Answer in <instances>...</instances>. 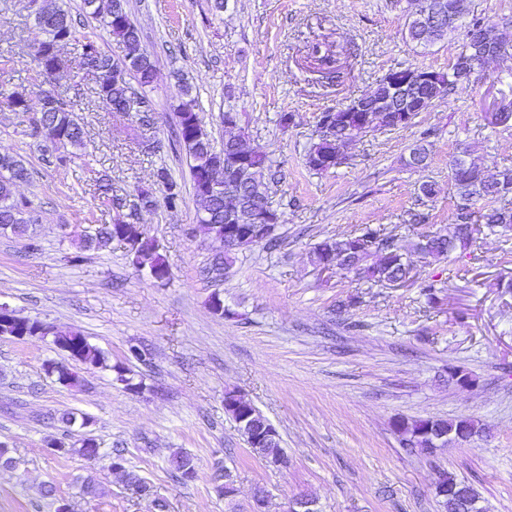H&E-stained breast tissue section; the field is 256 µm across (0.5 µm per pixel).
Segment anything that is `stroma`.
Listing matches in <instances>:
<instances>
[{
    "label": "stroma",
    "instance_id": "1",
    "mask_svg": "<svg viewBox=\"0 0 512 512\" xmlns=\"http://www.w3.org/2000/svg\"><path fill=\"white\" fill-rule=\"evenodd\" d=\"M127 3L156 67L153 85L140 90L154 123L142 127L136 113L99 103L94 77L68 47L57 90L88 137L56 169L42 165L44 142L33 133L42 104L29 50L40 36L35 14L26 0H0V151L29 169L15 193L38 218L28 237L0 232V304L78 328L111 363L69 388L45 371L67 359L51 337H0V442L18 462L0 468V512H57L62 499L73 512H156L158 500L167 512H246L260 489L270 512H287L302 494L319 512H441L434 483L442 470L474 488L483 512H512V232L481 230L476 244L440 262L411 255L410 277L398 285L311 261L319 242L365 224L406 242L446 231L458 204L454 158L477 159L490 179L512 167V126L484 118L512 105V54L490 60L408 126L356 139L340 165L320 173L305 155L322 113L371 94L389 71L447 70L464 29L416 46L405 0H224L219 11L214 0ZM315 43L332 45L333 72L309 57ZM188 90L216 148L224 146L223 113H238L248 144L266 153L277 178L270 197L281 216L279 248L238 251L218 282L202 275L215 247L198 228L185 154L169 143ZM11 96L24 97L28 111H13ZM285 113L293 116L286 127ZM416 148L425 149L426 165H411ZM159 167L183 190L178 209L162 202ZM102 178L127 201L141 187L157 199L133 222L157 241L166 281L138 269L119 243L79 251L85 227L116 215L95 192ZM426 182L436 190L429 198L420 191ZM413 213L423 222L410 223ZM431 281L441 288L435 305L422 292ZM216 291L230 318L210 310ZM344 300L348 308L338 310ZM133 344L149 348L151 366L128 361ZM123 361L139 391L117 381L112 366ZM452 366L469 374V386L449 382ZM232 391L277 428L286 466L250 452L224 408ZM63 412L76 418L72 439L95 440L97 460L50 449ZM463 418L478 422L482 436L431 455L403 448L393 428L400 419ZM117 450L150 496L113 475ZM176 452L194 458V482L173 478ZM220 468L234 476L235 503L215 489ZM89 478L100 488L93 498L81 492Z\"/></svg>",
    "mask_w": 512,
    "mask_h": 512
}]
</instances>
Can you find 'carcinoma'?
<instances>
[{"label": "carcinoma", "mask_w": 512, "mask_h": 512, "mask_svg": "<svg viewBox=\"0 0 512 512\" xmlns=\"http://www.w3.org/2000/svg\"><path fill=\"white\" fill-rule=\"evenodd\" d=\"M84 5L92 9V15L104 18L108 31L122 45L123 59H113L95 40L80 34L71 13L53 2L39 8L38 14L43 17V23L48 31L45 39L33 44V59L37 62L40 77L51 82L54 76L65 74L66 61L61 48L65 45L80 47L86 70L98 77V86L95 88L97 99L114 112L120 109L123 102L128 72H136L140 84L148 86L155 80V65L142 49L140 30L129 16L126 0H84ZM486 24L487 21L480 17L471 20L456 58H461L469 51L471 41L481 36ZM184 94L186 100L182 101L176 112L172 134L189 158L194 193L201 209L206 212L199 220V228L208 236L211 234V225L224 223V196L212 193L210 187L206 186L202 174L209 165L219 163L223 161V156L233 153L235 143L226 140L224 148L218 150L209 136L198 133L197 101L191 95L190 88H185ZM34 132L48 143L41 160L49 168H57L66 162V156L59 153L60 149L69 146L79 148L84 145L83 125L67 99L52 90L43 91L42 108L34 120ZM335 150L336 137L318 140L307 151V166L314 171H325L326 167L320 158ZM252 165L255 166L257 174L255 182L237 188L240 204L245 206L256 197L270 200L268 186L264 182L266 175L271 172L267 156L260 152L254 153ZM29 177V169L22 160L10 155H0V227H9L16 232L24 233L27 231V225L37 221L33 212L28 209V204L15 197L17 183L26 181ZM155 177L165 187V206L169 209L178 208L184 201L180 187L164 168L157 169ZM453 185L459 197L457 222L448 225L446 232L426 234L416 242L404 244L395 237L381 234V230L367 224L358 235L322 241L313 252L315 262L320 264L330 257H339L347 247L355 246L362 260L361 273L375 283H383L410 273L408 255L411 253H416L429 262H437L448 258V255L458 248L465 249L471 246L475 240L477 226L480 224L489 228L512 227V220L506 223L501 220V216L505 214L512 217V209L507 206L476 208L478 203L489 199L506 202L507 194L495 190L478 193L473 189V185L465 180H455ZM114 229L116 226L113 224L100 225L96 234L83 240V248L99 249L112 243ZM130 254L133 255L134 264L139 268L154 271L159 275L168 272L165 260L156 248L132 250ZM38 330L40 325L37 321L22 328L14 323L0 324V334L3 336H36ZM54 343L60 350L66 352L71 360L69 364L51 363L47 366V372L56 375L60 384L80 385L84 381L82 371L102 368L115 371L117 379L125 386L133 385V378L129 377L130 369L123 364H108L106 355L92 345L78 329L72 326L56 328ZM430 424L450 431L465 426L476 435L483 432L478 424L469 419H403L395 423V430L403 437L413 436ZM67 437L69 434L66 433L64 439L58 440L56 453L76 454L83 458L98 454L97 445L84 439L78 445L70 444L65 441Z\"/></svg>", "instance_id": "obj_1"}]
</instances>
